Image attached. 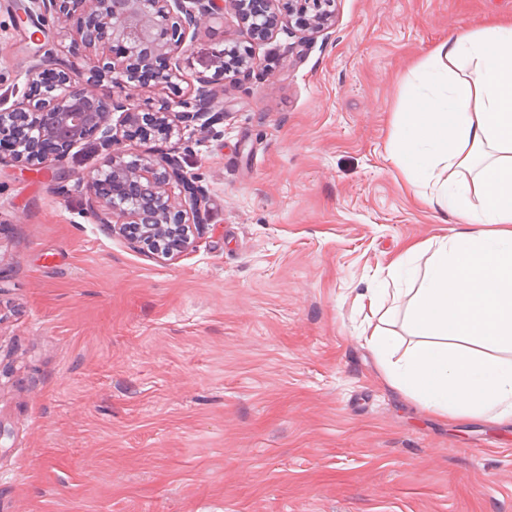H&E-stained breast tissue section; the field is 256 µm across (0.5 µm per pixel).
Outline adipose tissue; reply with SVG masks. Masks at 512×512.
I'll return each instance as SVG.
<instances>
[{"label": "adipose tissue", "instance_id": "obj_1", "mask_svg": "<svg viewBox=\"0 0 512 512\" xmlns=\"http://www.w3.org/2000/svg\"><path fill=\"white\" fill-rule=\"evenodd\" d=\"M392 126V158L414 198L459 227L404 245L389 269L407 285L386 307L370 292L380 319L364 340L386 356L387 322L402 318L405 351L384 366L392 386L434 417L512 424V17L436 44Z\"/></svg>", "mask_w": 512, "mask_h": 512}]
</instances>
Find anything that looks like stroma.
<instances>
[{"instance_id": "stroma-1", "label": "stroma", "mask_w": 512, "mask_h": 512, "mask_svg": "<svg viewBox=\"0 0 512 512\" xmlns=\"http://www.w3.org/2000/svg\"><path fill=\"white\" fill-rule=\"evenodd\" d=\"M0 0V96L57 26ZM329 29L255 46L217 83L210 128L152 135L205 191L174 261L90 216L92 143L34 169L0 154V512H512V425L425 414L360 339L387 264L456 220L414 200L391 157L412 65L512 15V0H334ZM248 44L232 5L203 17L179 89ZM218 58V74L224 79L231 77L235 80H241L250 75L253 57L252 46L234 45L228 48H222L216 52Z\"/></svg>"}]
</instances>
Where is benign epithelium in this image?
<instances>
[{"instance_id":"obj_1","label":"benign epithelium","mask_w":512,"mask_h":512,"mask_svg":"<svg viewBox=\"0 0 512 512\" xmlns=\"http://www.w3.org/2000/svg\"><path fill=\"white\" fill-rule=\"evenodd\" d=\"M218 0H30L26 18L46 22L71 15L84 21L67 33L95 54L91 83L71 76V65L55 48L44 49L25 75L29 90L11 105L0 98V150L28 155L41 165L49 156L60 160L94 137L108 152L106 164L85 173L93 217L129 236L132 243L178 259L190 244V225L201 224L203 191L184 174L173 158L136 156L125 159L120 149L123 127L148 122L164 139L181 134L194 123L207 128L214 121L212 81L200 79L186 98L166 102L155 112L145 111L128 93L133 84L151 81L176 87L183 80L181 55L198 34V18L219 10ZM252 38L262 41L278 27L279 0H230ZM332 0H288V16L304 29L325 30ZM217 74L235 80L250 75L253 50L234 45L217 51ZM120 113L117 123L111 117Z\"/></svg>"}]
</instances>
